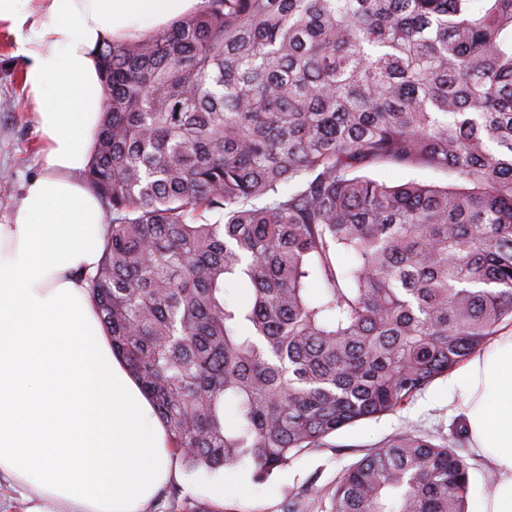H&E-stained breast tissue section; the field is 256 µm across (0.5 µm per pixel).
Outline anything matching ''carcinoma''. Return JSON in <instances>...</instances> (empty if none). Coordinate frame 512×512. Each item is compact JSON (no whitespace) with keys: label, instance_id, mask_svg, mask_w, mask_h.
<instances>
[{"label":"carcinoma","instance_id":"carcinoma-1","mask_svg":"<svg viewBox=\"0 0 512 512\" xmlns=\"http://www.w3.org/2000/svg\"><path fill=\"white\" fill-rule=\"evenodd\" d=\"M97 55L85 281L186 469L267 476L512 326V0H203ZM467 439L399 435L335 512H467ZM370 177L391 185L400 184L410 179H416L426 183L444 185L450 179L443 173L429 170L401 169L393 166H380L372 168L367 173Z\"/></svg>","mask_w":512,"mask_h":512}]
</instances>
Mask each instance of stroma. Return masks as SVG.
Wrapping results in <instances>:
<instances>
[{"label": "stroma", "instance_id": "1", "mask_svg": "<svg viewBox=\"0 0 512 512\" xmlns=\"http://www.w3.org/2000/svg\"><path fill=\"white\" fill-rule=\"evenodd\" d=\"M15 47L14 35L0 31V183L10 184L8 192H0L2 224L8 223L28 181L43 172V141L25 102ZM459 416L448 405V381L441 378L396 413L343 428L325 446L299 453L264 481H255L254 467L247 461L224 468L222 498L206 489L207 472H181L178 495L162 491L147 512H183L189 503L200 512H334L336 480L344 469L409 429L433 436L438 443L448 441Z\"/></svg>", "mask_w": 512, "mask_h": 512}]
</instances>
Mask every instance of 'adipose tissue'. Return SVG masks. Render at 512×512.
I'll return each mask as SVG.
<instances>
[{
  "label": "adipose tissue",
  "mask_w": 512,
  "mask_h": 512,
  "mask_svg": "<svg viewBox=\"0 0 512 512\" xmlns=\"http://www.w3.org/2000/svg\"><path fill=\"white\" fill-rule=\"evenodd\" d=\"M194 2L0 0L45 142L43 174L0 224V481L28 512H146L177 474L166 430L86 288L105 228L84 175L104 102L98 46ZM448 398L494 467L478 512H512V330L449 380Z\"/></svg>",
  "instance_id": "obj_1"
}]
</instances>
